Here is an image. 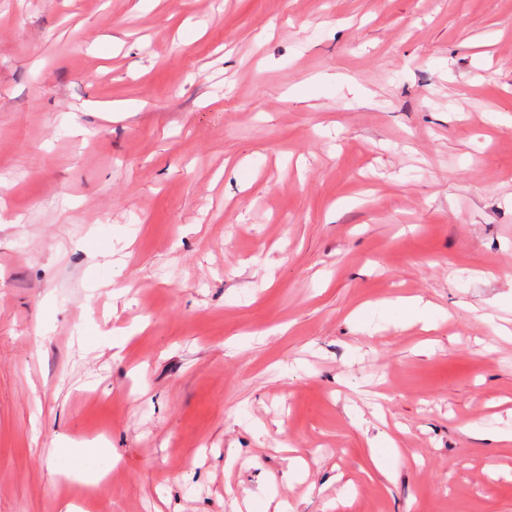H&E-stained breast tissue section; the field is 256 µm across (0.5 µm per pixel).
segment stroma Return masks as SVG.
Segmentation results:
<instances>
[{"mask_svg":"<svg viewBox=\"0 0 512 512\" xmlns=\"http://www.w3.org/2000/svg\"><path fill=\"white\" fill-rule=\"evenodd\" d=\"M503 326L512 0H0V512H512ZM392 305L404 318H414L430 323L429 316L433 311V305L425 302L421 297L398 299L392 302Z\"/></svg>","mask_w":512,"mask_h":512,"instance_id":"35a3bbf8","label":"stroma"}]
</instances>
